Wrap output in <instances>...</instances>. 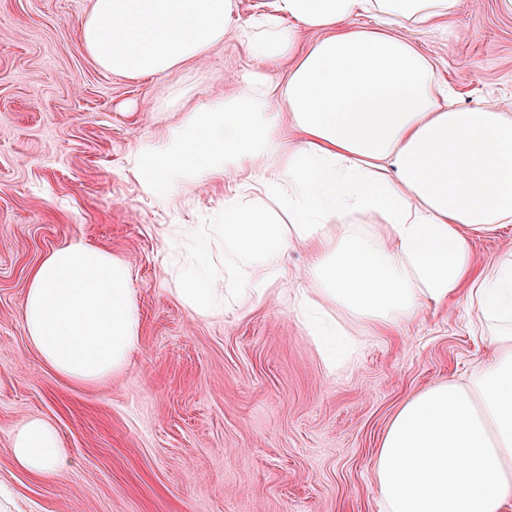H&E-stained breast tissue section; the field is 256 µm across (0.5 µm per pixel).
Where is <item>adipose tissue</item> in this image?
I'll list each match as a JSON object with an SVG mask.
<instances>
[{
    "instance_id": "adipose-tissue-1",
    "label": "adipose tissue",
    "mask_w": 512,
    "mask_h": 512,
    "mask_svg": "<svg viewBox=\"0 0 512 512\" xmlns=\"http://www.w3.org/2000/svg\"><path fill=\"white\" fill-rule=\"evenodd\" d=\"M460 0H270L240 17L235 0H94L83 24L106 70L158 76L233 37L252 82L193 110L137 152L147 192L224 183V274L197 250L175 277L196 316L288 296L326 357L354 338L334 312L387 334L421 309L465 300L489 362L430 385L391 417L374 461L383 512H512V251L478 268L471 237L512 224V113L449 104L418 36L446 28ZM317 32L309 47L299 33ZM290 66L274 81L270 63ZM376 218L373 232L353 223ZM307 246L316 289L286 261ZM27 339L59 377L96 385L123 373L140 344L132 269L75 243L30 275ZM20 470L75 480L56 426L10 433Z\"/></svg>"
}]
</instances>
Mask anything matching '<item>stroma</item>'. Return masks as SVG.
I'll use <instances>...</instances> for the list:
<instances>
[{
  "instance_id": "1",
  "label": "stroma",
  "mask_w": 512,
  "mask_h": 512,
  "mask_svg": "<svg viewBox=\"0 0 512 512\" xmlns=\"http://www.w3.org/2000/svg\"><path fill=\"white\" fill-rule=\"evenodd\" d=\"M92 0H0V485L5 512H381L373 465L390 418L491 349L465 308H429L391 336L356 321L355 363L330 367L287 294L252 311L193 316L164 239L224 252V184L177 186L173 202L133 171L139 147L250 72L233 40L157 77L99 66L84 46ZM457 105L512 108V0H461L451 31L419 36ZM126 260L140 346L97 387L59 378L21 316L30 274L74 242ZM57 426L75 481L18 470L8 433Z\"/></svg>"
}]
</instances>
